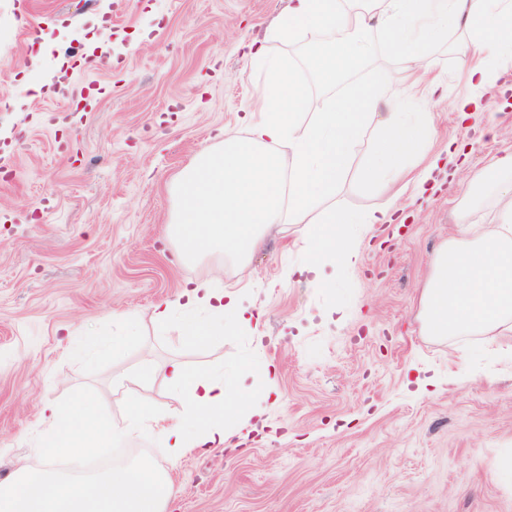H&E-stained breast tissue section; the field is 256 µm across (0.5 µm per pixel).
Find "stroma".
<instances>
[{
  "mask_svg": "<svg viewBox=\"0 0 512 512\" xmlns=\"http://www.w3.org/2000/svg\"><path fill=\"white\" fill-rule=\"evenodd\" d=\"M288 2L0 0V482L42 464L44 402L80 397L119 423L145 400L173 421L180 396L141 371L176 359L248 366L271 391L230 446L174 459L149 433L92 451L168 473L167 512H512L499 475L512 458V331L430 336L420 306L458 214L491 222L477 178L512 152V63L494 100L465 118L450 108L470 92L457 52L470 30L430 46L435 65L419 80L402 60L375 59L417 80L440 160L426 192L404 191L392 223L364 231L355 266L298 273L301 224L273 229L243 264L177 255L173 181L225 132L247 136L262 83L251 52L309 73L315 34L268 38ZM102 42L110 60L91 62ZM387 198L353 170L332 202ZM194 283L235 292L262 324L182 342L153 307ZM124 314L135 338L90 362L67 352L71 337L117 335Z\"/></svg>",
  "mask_w": 512,
  "mask_h": 512,
  "instance_id": "1",
  "label": "stroma"
}]
</instances>
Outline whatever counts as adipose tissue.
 I'll return each instance as SVG.
<instances>
[{
    "instance_id": "obj_1",
    "label": "adipose tissue",
    "mask_w": 512,
    "mask_h": 512,
    "mask_svg": "<svg viewBox=\"0 0 512 512\" xmlns=\"http://www.w3.org/2000/svg\"><path fill=\"white\" fill-rule=\"evenodd\" d=\"M468 26L478 55L470 78L485 95L495 81L488 66L512 60V0H290L269 32L287 42L307 33L321 34L328 54L313 64L329 98L320 111L308 112L312 91L280 57L256 51L251 61L263 77L248 137H228L201 150L175 180L178 207L171 233L182 256L215 251L244 258L281 224H302L315 210L323 215L309 233L303 268L318 271L323 262L344 266L359 259L362 232L392 220L394 201L357 213L324 208L351 169L385 189L399 182L405 166L425 159L436 133L431 112H408L411 90L393 95L397 82L388 69L373 70L369 80L345 82L361 69L369 48L364 36L376 31L385 53L429 70V46L448 31ZM377 117L368 136L367 121ZM370 139L364 162L356 147ZM499 217L494 224L458 218L455 235L438 251L421 295L422 319L432 336H466L512 330V182H496ZM180 307L155 305L157 322L180 311V338L199 343L259 324L260 317L241 305L235 293L197 283L184 289ZM163 378L184 400L179 420L162 427L160 443L171 457L191 449L227 444L232 430L253 409L254 387L242 378L226 380L212 370H188L180 361L165 365ZM47 422L42 448L45 465L25 467L0 483V512H165L172 483L152 462L140 459L85 474L64 473L52 461L81 458L91 449L148 433L156 419L149 406H135L122 424H103L83 400L41 408Z\"/></svg>"
}]
</instances>
